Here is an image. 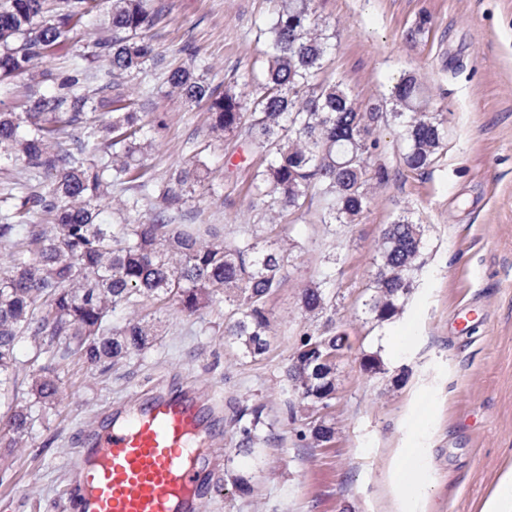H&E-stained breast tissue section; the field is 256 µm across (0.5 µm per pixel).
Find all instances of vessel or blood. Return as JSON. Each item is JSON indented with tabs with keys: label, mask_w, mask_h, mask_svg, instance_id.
Segmentation results:
<instances>
[{
	"label": "vessel or blood",
	"mask_w": 512,
	"mask_h": 512,
	"mask_svg": "<svg viewBox=\"0 0 512 512\" xmlns=\"http://www.w3.org/2000/svg\"><path fill=\"white\" fill-rule=\"evenodd\" d=\"M203 394L158 395L120 423L78 437L65 512H198L218 477V428Z\"/></svg>",
	"instance_id": "obj_1"
}]
</instances>
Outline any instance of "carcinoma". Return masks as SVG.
Here are the masks:
<instances>
[{"label":"carcinoma","mask_w":512,"mask_h":512,"mask_svg":"<svg viewBox=\"0 0 512 512\" xmlns=\"http://www.w3.org/2000/svg\"><path fill=\"white\" fill-rule=\"evenodd\" d=\"M151 0H112L108 37L93 42L92 57L107 64V80L83 87V74L39 73L57 86L53 95H34L24 112L0 111V156L19 162L47 188L27 187L0 199V247L10 258L0 270V400L7 403L6 451L13 452L32 432L36 406L54 403L59 376L40 369L32 385L35 400L17 402V346L28 336L56 345L61 358L75 357L106 371L153 345L141 310L173 303L188 315L224 302V339L244 357L269 348V298L283 283L289 255L276 242L244 229L230 241L216 240L198 224H176L195 187L211 173L206 157L189 146L191 157L150 196L143 163L150 145L143 114L126 104L116 79L156 59L146 36L157 18ZM98 0H0V88L27 73L83 30L93 33ZM333 34L316 17L312 0H280L278 9L255 24V41L265 47L260 72L243 75L248 94L218 90L195 68L178 65L166 73L170 93L208 106L211 132L233 136L263 158L251 192L272 228L276 218H304L312 205L323 224H351L363 212L368 186L387 170L371 168L380 148L375 132L392 123L403 144V162L413 171L432 166L446 146L442 113L430 110V95L413 74L401 76L389 93L387 112L361 108L337 83L319 78ZM106 107L109 120L62 148L60 135L81 129L88 109ZM136 183L139 198L119 202L128 212L151 200L148 216L127 224L99 221L109 188ZM43 215L49 224H35ZM424 229L405 215L386 225L377 242L374 294L368 313L377 323L392 321L411 292ZM326 280L302 289L304 315L332 302ZM118 308L124 325L109 324ZM344 331L328 322L321 331L300 335L286 369L296 400L306 410L325 408L336 395V360L351 352ZM263 406L245 408L234 419L236 445L245 454L269 442L263 433ZM333 424L311 420L296 431L310 447L329 444Z\"/></svg>","instance_id":"1"}]
</instances>
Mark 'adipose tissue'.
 Returning <instances> with one entry per match:
<instances>
[{
  "label": "adipose tissue",
  "instance_id": "1",
  "mask_svg": "<svg viewBox=\"0 0 512 512\" xmlns=\"http://www.w3.org/2000/svg\"><path fill=\"white\" fill-rule=\"evenodd\" d=\"M429 487L423 449L392 450L385 486L386 512H425Z\"/></svg>",
  "mask_w": 512,
  "mask_h": 512
}]
</instances>
